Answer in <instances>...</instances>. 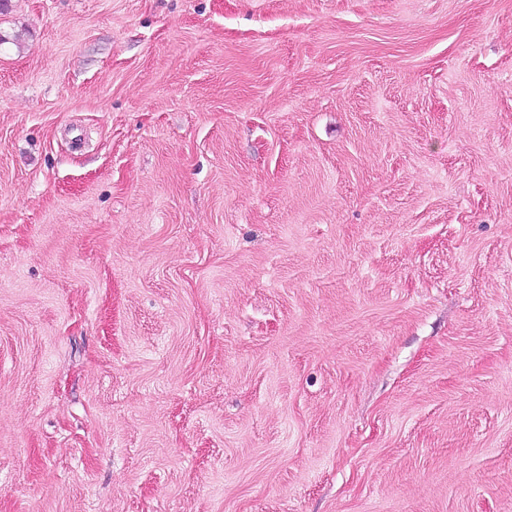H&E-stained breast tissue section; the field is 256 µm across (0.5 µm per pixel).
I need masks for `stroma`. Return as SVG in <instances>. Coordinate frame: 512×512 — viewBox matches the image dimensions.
Instances as JSON below:
<instances>
[{
  "mask_svg": "<svg viewBox=\"0 0 512 512\" xmlns=\"http://www.w3.org/2000/svg\"><path fill=\"white\" fill-rule=\"evenodd\" d=\"M0 35V512H512V0Z\"/></svg>",
  "mask_w": 512,
  "mask_h": 512,
  "instance_id": "stroma-1",
  "label": "stroma"
}]
</instances>
